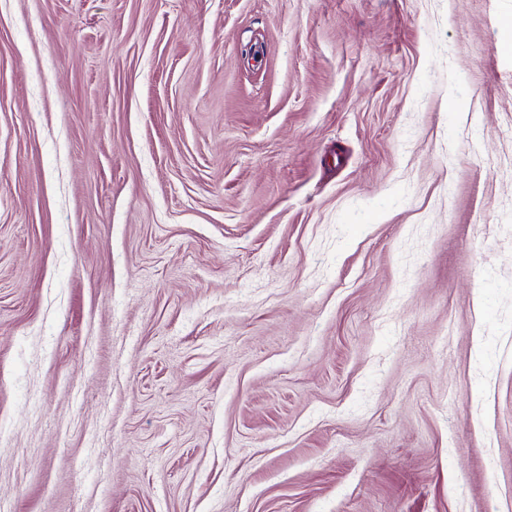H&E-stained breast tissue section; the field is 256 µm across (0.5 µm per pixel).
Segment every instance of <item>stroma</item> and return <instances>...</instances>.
<instances>
[{
  "mask_svg": "<svg viewBox=\"0 0 512 512\" xmlns=\"http://www.w3.org/2000/svg\"><path fill=\"white\" fill-rule=\"evenodd\" d=\"M0 512H512V0H0Z\"/></svg>",
  "mask_w": 512,
  "mask_h": 512,
  "instance_id": "stroma-1",
  "label": "stroma"
}]
</instances>
